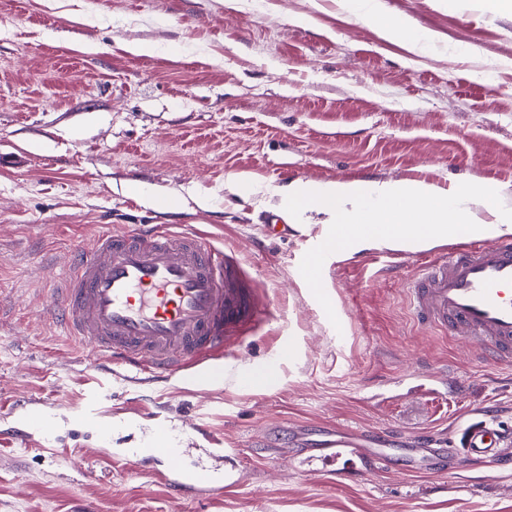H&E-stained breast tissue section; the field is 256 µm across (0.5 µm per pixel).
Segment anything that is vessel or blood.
I'll use <instances>...</instances> for the list:
<instances>
[{
  "label": "vessel or blood",
  "instance_id": "obj_1",
  "mask_svg": "<svg viewBox=\"0 0 512 512\" xmlns=\"http://www.w3.org/2000/svg\"><path fill=\"white\" fill-rule=\"evenodd\" d=\"M321 260L312 254L299 278L322 299ZM412 320L438 334L474 344L481 358L512 366V239L468 242L425 256L404 282ZM268 312V301L244 271L241 251L219 247L194 224L116 225L90 247H77L64 277L55 280L44 315L61 334L89 350L96 367L119 366L154 380L187 377L194 389L214 379L213 367L233 356L243 336ZM0 437L27 441L49 424L35 409L9 411ZM356 429L337 430L310 451L289 457L332 462L348 453L363 463L383 464L384 455L361 447ZM107 459L138 471L153 458L173 501L207 498L224 488L209 469H187L169 426L156 420L147 449L109 450ZM460 459L512 467V436L493 422L463 431Z\"/></svg>",
  "mask_w": 512,
  "mask_h": 512
}]
</instances>
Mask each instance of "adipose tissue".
Listing matches in <instances>:
<instances>
[{"instance_id": "1", "label": "adipose tissue", "mask_w": 512, "mask_h": 512, "mask_svg": "<svg viewBox=\"0 0 512 512\" xmlns=\"http://www.w3.org/2000/svg\"><path fill=\"white\" fill-rule=\"evenodd\" d=\"M343 9L373 25L386 40L419 51L432 44L433 35L391 18L381 0H342ZM280 208L289 223L300 224L307 213L324 216L338 225L333 249L351 255L372 247L421 251L453 239L459 225L471 236L494 239L512 235V209L500 207L496 191L452 185L439 188L423 181L292 182L282 193ZM486 219H477V212Z\"/></svg>"}]
</instances>
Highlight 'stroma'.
<instances>
[{"instance_id":"35a3bbf8","label":"stroma","mask_w":512,"mask_h":512,"mask_svg":"<svg viewBox=\"0 0 512 512\" xmlns=\"http://www.w3.org/2000/svg\"><path fill=\"white\" fill-rule=\"evenodd\" d=\"M381 2L433 44L389 43L337 0H0V156L16 158L0 167V404H40L54 423L0 440V512H512V472L403 471L406 449H459L479 418L512 434V369L413 324V264L329 253L320 303L297 268L321 225L269 229L299 179L458 181L512 208V16ZM139 42L155 54L132 53ZM103 224H197L241 248L270 312L209 392L99 375L44 321L53 281ZM255 372L269 383H242ZM153 397L172 429L206 426L185 461L223 472L222 492L176 503L151 465L96 456L84 409L128 448L150 433ZM344 426L387 431V465L354 478L348 456L285 458Z\"/></svg>"}]
</instances>
